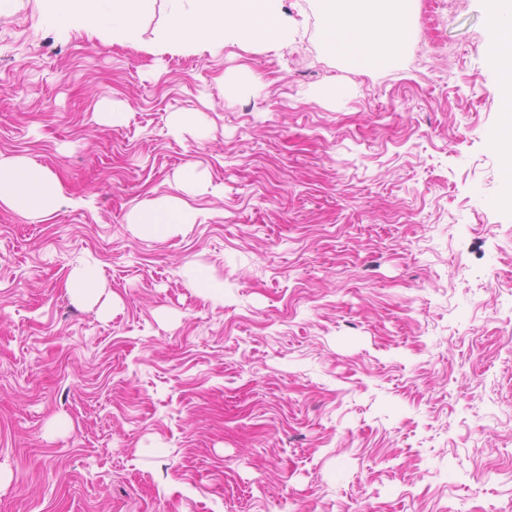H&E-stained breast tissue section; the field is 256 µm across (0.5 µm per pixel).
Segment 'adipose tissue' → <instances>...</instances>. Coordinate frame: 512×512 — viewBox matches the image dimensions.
Here are the masks:
<instances>
[{"mask_svg": "<svg viewBox=\"0 0 512 512\" xmlns=\"http://www.w3.org/2000/svg\"><path fill=\"white\" fill-rule=\"evenodd\" d=\"M44 26L66 33L83 30L103 40L134 45L139 25L157 0H39ZM168 19L159 45L172 54L196 47L221 48L248 40L283 47L293 36L283 0H166ZM404 0H324L321 25L326 48L341 47L354 64L385 65L413 39ZM60 198L53 176L22 157H0V204L21 214L50 215ZM130 221L150 234H165L196 221L177 198L145 202Z\"/></svg>", "mask_w": 512, "mask_h": 512, "instance_id": "adipose-tissue-1", "label": "adipose tissue"}]
</instances>
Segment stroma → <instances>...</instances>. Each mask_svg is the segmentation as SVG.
<instances>
[{
	"instance_id": "obj_1",
	"label": "stroma",
	"mask_w": 512,
	"mask_h": 512,
	"mask_svg": "<svg viewBox=\"0 0 512 512\" xmlns=\"http://www.w3.org/2000/svg\"><path fill=\"white\" fill-rule=\"evenodd\" d=\"M293 41L178 56L0 18V154L56 176L0 206V512H504L512 172L490 0H411L388 66ZM250 70L261 94L223 96ZM196 112L203 135L169 132ZM193 166L210 188L189 193ZM188 202L172 235L129 224ZM98 271L99 299L68 281ZM200 269L221 285L195 282ZM60 198L53 176L23 157H0V204L21 214L50 215ZM196 223L195 211L177 198L145 202L130 214L129 224L150 234H166L182 224Z\"/></svg>"
}]
</instances>
